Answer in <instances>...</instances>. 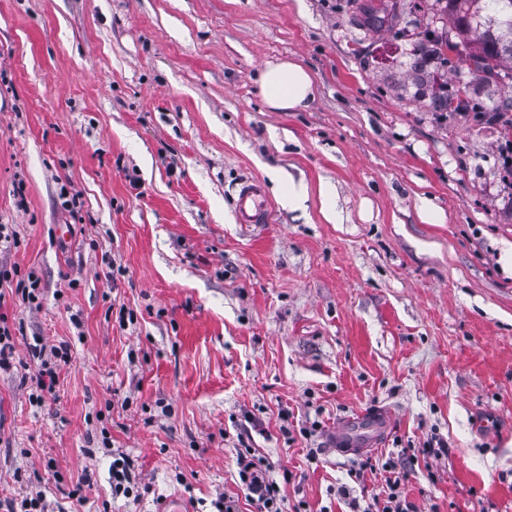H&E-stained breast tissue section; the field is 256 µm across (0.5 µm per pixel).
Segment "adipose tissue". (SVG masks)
I'll use <instances>...</instances> for the list:
<instances>
[{"label": "adipose tissue", "instance_id": "1", "mask_svg": "<svg viewBox=\"0 0 512 512\" xmlns=\"http://www.w3.org/2000/svg\"><path fill=\"white\" fill-rule=\"evenodd\" d=\"M258 86L266 104L275 111L307 108L315 95L310 74L288 60L268 65L258 78Z\"/></svg>", "mask_w": 512, "mask_h": 512}]
</instances>
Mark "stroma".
<instances>
[{"instance_id":"obj_1","label":"stroma","mask_w":512,"mask_h":512,"mask_svg":"<svg viewBox=\"0 0 512 512\" xmlns=\"http://www.w3.org/2000/svg\"><path fill=\"white\" fill-rule=\"evenodd\" d=\"M366 2L0 0V224L18 233L0 263L42 294L5 305L0 512H159L175 493L216 512L242 436L290 473L286 512H354L384 474L352 480L329 438L375 404L394 422L373 460L448 443L410 468L421 512H512V137L433 109L467 79L412 67L442 0H386L376 32L354 22ZM281 60L311 74L307 109L263 101ZM274 172L306 201L271 189L272 223H237L238 185ZM37 336L72 352L39 408ZM117 453L139 497L113 494ZM19 269L16 266L0 265V372L10 371L15 366L14 335L8 322V316L1 313L5 302V293L2 292L3 283H13L15 278V294H21V298L29 305H40L39 278L35 271H28L19 277Z\"/></svg>"}]
</instances>
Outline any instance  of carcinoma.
Instances as JSON below:
<instances>
[{"instance_id": "cac0c4a2", "label": "carcinoma", "mask_w": 512, "mask_h": 512, "mask_svg": "<svg viewBox=\"0 0 512 512\" xmlns=\"http://www.w3.org/2000/svg\"><path fill=\"white\" fill-rule=\"evenodd\" d=\"M448 24L460 37V41L449 39L433 47L423 41L417 45L413 56L420 62L443 51L454 54L465 64L469 85H498L500 63L512 60V39H508L502 24L512 22V0H443Z\"/></svg>"}]
</instances>
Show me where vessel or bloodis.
Segmentation results:
<instances>
[{"mask_svg": "<svg viewBox=\"0 0 512 512\" xmlns=\"http://www.w3.org/2000/svg\"><path fill=\"white\" fill-rule=\"evenodd\" d=\"M235 215L241 224H268L272 211L263 184L255 179L241 183L234 202ZM392 429L391 412L384 407L360 411L336 426L333 446L340 455H357L385 443Z\"/></svg>", "mask_w": 512, "mask_h": 512, "instance_id": "b4317fda", "label": "vessel or blood"}]
</instances>
